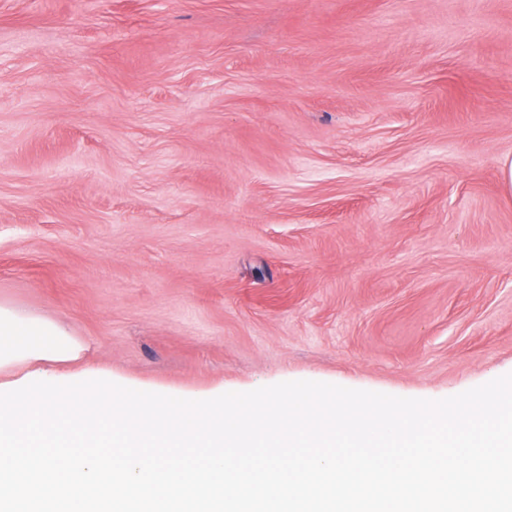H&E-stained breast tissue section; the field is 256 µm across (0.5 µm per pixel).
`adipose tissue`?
<instances>
[{
	"label": "adipose tissue",
	"instance_id": "adipose-tissue-1",
	"mask_svg": "<svg viewBox=\"0 0 512 512\" xmlns=\"http://www.w3.org/2000/svg\"><path fill=\"white\" fill-rule=\"evenodd\" d=\"M87 349L64 323L0 299V384L30 372L60 376L68 365L82 373Z\"/></svg>",
	"mask_w": 512,
	"mask_h": 512
}]
</instances>
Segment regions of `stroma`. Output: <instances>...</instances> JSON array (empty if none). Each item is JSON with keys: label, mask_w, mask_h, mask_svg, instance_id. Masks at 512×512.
Returning <instances> with one entry per match:
<instances>
[{"label": "stroma", "mask_w": 512, "mask_h": 512, "mask_svg": "<svg viewBox=\"0 0 512 512\" xmlns=\"http://www.w3.org/2000/svg\"><path fill=\"white\" fill-rule=\"evenodd\" d=\"M512 0H0V298L165 392L512 370Z\"/></svg>", "instance_id": "35a3bbf8"}]
</instances>
